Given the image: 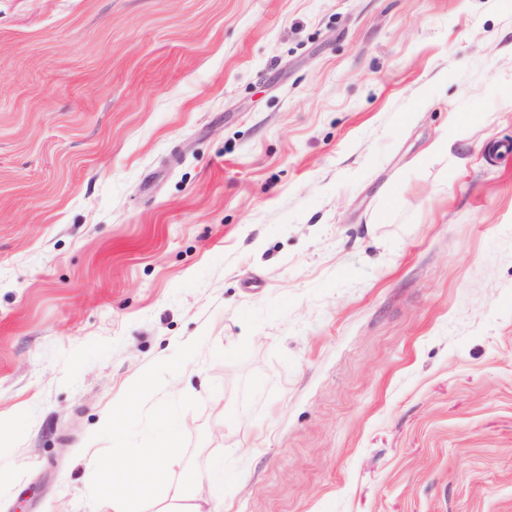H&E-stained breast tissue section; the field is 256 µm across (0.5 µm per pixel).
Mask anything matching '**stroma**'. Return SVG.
I'll use <instances>...</instances> for the list:
<instances>
[{
  "label": "stroma",
  "instance_id": "stroma-1",
  "mask_svg": "<svg viewBox=\"0 0 512 512\" xmlns=\"http://www.w3.org/2000/svg\"><path fill=\"white\" fill-rule=\"evenodd\" d=\"M512 0H0V512L87 499L200 340L171 487L512 512Z\"/></svg>",
  "mask_w": 512,
  "mask_h": 512
}]
</instances>
